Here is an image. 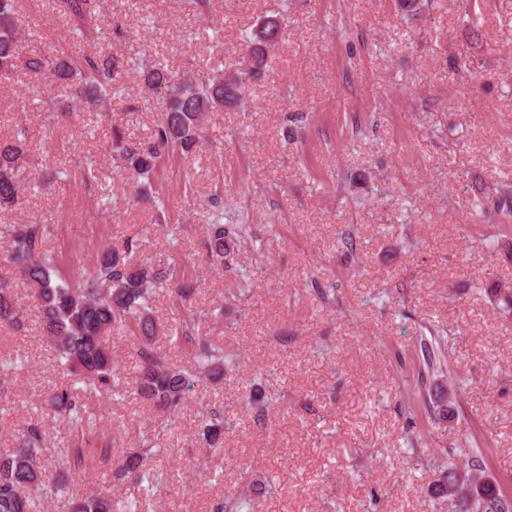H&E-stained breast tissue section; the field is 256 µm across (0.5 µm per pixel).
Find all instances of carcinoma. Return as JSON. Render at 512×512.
I'll list each match as a JSON object with an SVG mask.
<instances>
[{"label": "carcinoma", "instance_id": "carcinoma-1", "mask_svg": "<svg viewBox=\"0 0 512 512\" xmlns=\"http://www.w3.org/2000/svg\"><path fill=\"white\" fill-rule=\"evenodd\" d=\"M19 0H0V80H8L20 70L35 77L51 75L69 87L73 98L95 106L112 95L113 76L120 71L145 74L153 89L164 91L162 120L147 141L132 144L113 132L111 150L139 178L138 193L152 192V176L161 159L168 153L194 154L198 146L200 117L209 110L235 106L245 96L247 81L260 76L267 65L266 53L259 48L262 37L278 41L281 23L278 16H268L244 36L251 65L244 77L232 85L224 83V73L195 82L169 84V78L156 65L138 56L114 57L92 53L79 58L22 53L20 37L13 19ZM59 10L78 19L92 18L97 0H59ZM28 131L17 130L16 141L0 147V211L17 209L26 193L36 187L19 179L23 140ZM207 256L220 263L234 248L247 243L250 227L224 216V202L215 196L207 210ZM47 227L43 224H13L3 236L4 260L12 264L33 289L38 319L56 358L67 374L83 380V392L120 393L121 371L113 364L112 350L106 345L107 335L128 333L136 346L139 359L132 377L134 392L155 408L172 410L179 407L204 377L212 381L239 363V354L224 349L207 336L191 332L200 318L187 314L180 322L184 339L191 345L195 372L171 367L154 347L155 337L163 329L152 308V295L162 274L171 273L165 259L146 258L133 261L139 242L128 238L120 247L103 250L97 267L76 281L69 280L58 269L54 258L43 251ZM23 316L17 306L12 285L0 280V323L20 325ZM424 368L430 373L441 367L442 340L433 335L421 340ZM61 424L74 434L68 464L77 473L89 464L104 465L113 484L129 481L147 483L149 493L160 491L164 477L145 469L146 461L155 454L152 448H134L117 458L109 448L83 445L96 421L79 395L68 387L54 390L49 399ZM228 422L215 412L205 416L202 438L211 452L224 448V428ZM46 443L45 432L31 423L18 444L0 452V512H34L36 498L43 493L44 481L39 457ZM433 494L446 497L455 512H512V492L478 473V468L461 470L448 465L440 470ZM137 504L117 496L92 493L69 502V512H136ZM258 503L250 488L231 493L213 505V512H257Z\"/></svg>", "mask_w": 512, "mask_h": 512}]
</instances>
